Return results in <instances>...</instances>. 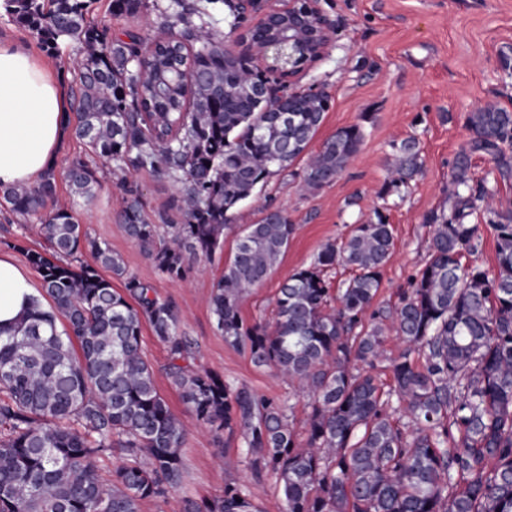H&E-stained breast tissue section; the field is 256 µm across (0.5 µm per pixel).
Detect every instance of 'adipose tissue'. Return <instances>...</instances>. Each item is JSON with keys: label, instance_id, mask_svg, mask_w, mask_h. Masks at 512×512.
Returning a JSON list of instances; mask_svg holds the SVG:
<instances>
[{"label": "adipose tissue", "instance_id": "obj_1", "mask_svg": "<svg viewBox=\"0 0 512 512\" xmlns=\"http://www.w3.org/2000/svg\"><path fill=\"white\" fill-rule=\"evenodd\" d=\"M68 124L62 90L45 66L20 48L0 45V188L50 169ZM34 295L26 272L0 256V327L12 326Z\"/></svg>", "mask_w": 512, "mask_h": 512}]
</instances>
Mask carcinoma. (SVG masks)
<instances>
[{"label": "carcinoma", "mask_w": 512, "mask_h": 512, "mask_svg": "<svg viewBox=\"0 0 512 512\" xmlns=\"http://www.w3.org/2000/svg\"><path fill=\"white\" fill-rule=\"evenodd\" d=\"M145 3L111 0V9L134 17ZM0 6L49 49L72 39L86 45L75 134L94 154L180 185L172 208L182 222L168 244L156 245L158 225L138 188L126 189L120 213L127 234L173 281L223 245L232 211L293 166L330 108L328 94L288 92L253 58L196 26L190 15L205 8L189 10L185 0H169L183 29L154 47L149 74L142 39L93 25L89 0ZM467 125L472 138L455 159L449 207L427 217L428 259L393 306L376 304L394 248L378 209L281 286L271 324L246 323L241 302L278 263L295 225L273 209L241 232L210 297L212 313L227 343L311 396L302 434L291 404L182 364L189 343L176 306L126 274L107 242L55 204L54 169L34 187L1 192L10 212L41 221L53 252H27L50 309L35 297L15 327L0 328V512H140L143 501L181 485L185 426L144 356L145 324L168 352L167 375L189 413L217 434H241L244 459L256 475L276 478L287 512H512V210L490 205L494 190L469 175L471 157L481 154L512 176V111L488 105L469 113ZM365 136L361 124L338 129L302 168L301 188L317 191L340 177ZM392 148L383 201L423 167L416 137ZM65 179L75 198L101 188L80 156ZM471 216L496 231L494 272L461 262L480 245ZM85 248L97 266L73 265ZM337 264L355 274L333 289L324 271ZM114 276L123 289L112 287ZM391 332L400 349L387 358ZM384 361L388 383L373 374ZM116 451L121 462L106 485L100 463ZM185 512L261 510L228 483L215 497L187 499Z\"/></svg>", "instance_id": "carcinoma-1"}]
</instances>
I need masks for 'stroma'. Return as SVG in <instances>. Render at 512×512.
Returning a JSON list of instances; mask_svg holds the SVG:
<instances>
[{
  "label": "stroma",
  "instance_id": "obj_1",
  "mask_svg": "<svg viewBox=\"0 0 512 512\" xmlns=\"http://www.w3.org/2000/svg\"><path fill=\"white\" fill-rule=\"evenodd\" d=\"M149 2L147 10L131 18L113 16L110 0H94L90 17L113 34L132 31L149 44L169 34L173 24L163 10L166 0ZM318 7L334 21L336 35L327 52L290 82L291 90H322L331 98L308 150L317 152L336 130L357 123L364 125L366 138L329 186L298 192L296 174L302 166L297 163L257 188L235 210L222 248L198 257L184 280L162 277L119 217L126 183L138 187L152 217L167 211L179 192L177 184L145 170L123 174L107 159L88 154L72 136L62 144L54 165L59 203L73 204L80 224L92 238L110 243L127 274L149 284L158 299L175 303L179 332L190 341L196 364L234 386L290 400L299 425L309 412L306 398L295 396L269 369L254 366L248 354L225 343L215 327L210 296L235 251L239 228L257 223L269 209L284 210L296 226L280 262L241 304L246 321L269 320L277 290L288 277L307 266L326 242L344 239L355 225L372 217L374 209H381L393 227L395 246L382 270L377 301L394 305L399 290L427 260L432 228L426 217L448 205L454 159L472 136L468 114L489 104L512 110V0H318ZM0 43L26 47L65 92L77 89L72 61L85 53L81 42L67 40L57 49L44 48L28 29L2 15ZM411 136L421 143L422 173L408 187L379 199L393 143ZM77 156L87 159L102 184L88 201H73L62 177ZM49 249L35 219L0 207V255L30 272L27 251ZM142 346L159 391L185 420L187 435L180 487L164 498L144 501L140 512H184L185 498L214 497L230 482L248 490L261 512H286L274 477L256 476L244 462L239 436L215 435L191 419L166 375L167 351L151 330H143Z\"/></svg>",
  "mask_w": 512,
  "mask_h": 512
}]
</instances>
